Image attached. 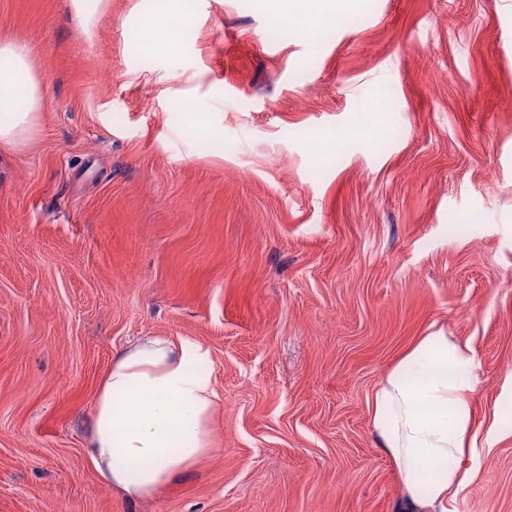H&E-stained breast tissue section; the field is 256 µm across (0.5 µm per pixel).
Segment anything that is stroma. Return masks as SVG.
<instances>
[{
  "label": "stroma",
  "instance_id": "stroma-1",
  "mask_svg": "<svg viewBox=\"0 0 512 512\" xmlns=\"http://www.w3.org/2000/svg\"><path fill=\"white\" fill-rule=\"evenodd\" d=\"M152 9L83 35L0 0L43 87L0 145V512H400L368 399L439 328L499 429L457 510L512 512V0H196L166 55ZM142 336L205 344L221 403L211 454L132 502L86 443Z\"/></svg>",
  "mask_w": 512,
  "mask_h": 512
}]
</instances>
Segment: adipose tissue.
I'll list each match as a JSON object with an SVG mask.
<instances>
[{"mask_svg": "<svg viewBox=\"0 0 512 512\" xmlns=\"http://www.w3.org/2000/svg\"><path fill=\"white\" fill-rule=\"evenodd\" d=\"M187 0H155L145 47L171 50L173 24L190 26ZM27 44L0 41V144L20 147L39 125L42 89ZM200 341L147 336L115 353L93 403L87 454L100 483L129 499L153 497L214 446L219 395ZM479 383L470 341L433 331L386 373L368 401L377 444L406 496L402 512H456L480 448L497 424L475 417Z\"/></svg>", "mask_w": 512, "mask_h": 512, "instance_id": "adipose-tissue-1", "label": "adipose tissue"}]
</instances>
